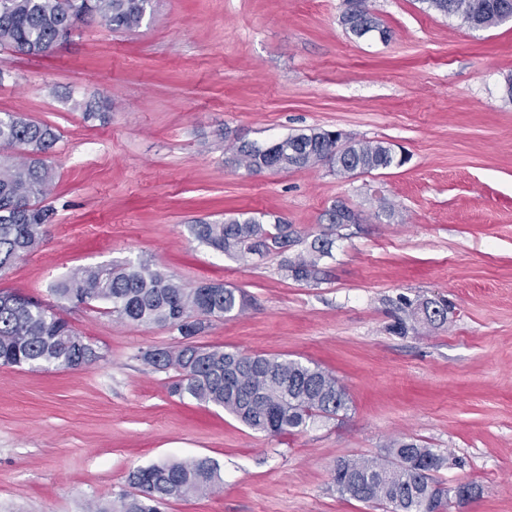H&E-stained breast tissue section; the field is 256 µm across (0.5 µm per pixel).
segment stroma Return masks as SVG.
Listing matches in <instances>:
<instances>
[{"label": "stroma", "instance_id": "obj_1", "mask_svg": "<svg viewBox=\"0 0 512 512\" xmlns=\"http://www.w3.org/2000/svg\"><path fill=\"white\" fill-rule=\"evenodd\" d=\"M368 7L389 40L348 33L343 0H153L132 31L96 17L47 55L0 49V113L60 135L54 219L0 291L54 307L101 354L81 369L0 367V512H84L130 492L134 469L194 456L223 483L165 512H382L340 496L332 470L402 434L449 456L437 480L478 486L450 512H512V19L473 29L424 0ZM310 128L385 142L405 162L341 177L234 161L235 142ZM338 201L359 223L327 224ZM236 212L292 224V257L332 238L318 278L190 232ZM125 262L244 290L252 305L211 318L196 343L319 365L347 410L270 437L170 396L173 371L143 355L179 346L176 330L49 291ZM441 299L445 323L397 330L405 302Z\"/></svg>", "mask_w": 512, "mask_h": 512}]
</instances>
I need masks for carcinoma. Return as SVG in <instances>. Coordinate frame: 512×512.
<instances>
[{
    "label": "carcinoma",
    "mask_w": 512,
    "mask_h": 512,
    "mask_svg": "<svg viewBox=\"0 0 512 512\" xmlns=\"http://www.w3.org/2000/svg\"><path fill=\"white\" fill-rule=\"evenodd\" d=\"M357 26L383 35L367 0H357ZM444 16L457 15L474 29L512 16V0H424ZM151 0H0V47L14 51L25 45L30 55L43 56L58 44L65 30L95 16L115 30L140 27ZM59 139L50 126L17 113L0 115V150L19 155L0 158V271L11 266L39 242L42 227L51 222L52 209L36 200L48 195L55 178L48 155ZM274 153L259 143L234 146L238 161L249 170L272 168L288 171L311 167L324 160L340 175L371 172L401 164L381 141H352L347 153L334 154L336 132L313 128L276 139ZM199 242L229 256L283 254L296 242L292 225L277 218L237 213L219 224L190 225ZM333 240L324 236L294 258L285 257L281 268L296 279L317 277L319 262L332 256ZM60 302L75 307L105 303L118 320L142 327H171L186 340L176 349L145 352L154 369L177 372L169 393L211 404L247 428L266 435L301 432L318 418H331L347 409L345 388L335 376L317 365L297 359L267 357L204 348L192 338L211 317L241 313L250 305L245 292L222 283L185 288L172 276L146 264L125 263L86 267L50 288ZM445 322L448 306L430 301L408 312L417 319ZM101 354L80 336L68 320L38 301L17 293L0 292V365L54 366L77 369L98 361ZM446 458L413 438L389 442L378 459L342 458L334 467L337 492L357 501L385 507L388 512H434L448 506L454 488L436 480ZM133 493L98 502L87 512H160L171 498L201 496L223 482L220 468L207 457H189L132 471Z\"/></svg>",
    "instance_id": "1"
}]
</instances>
